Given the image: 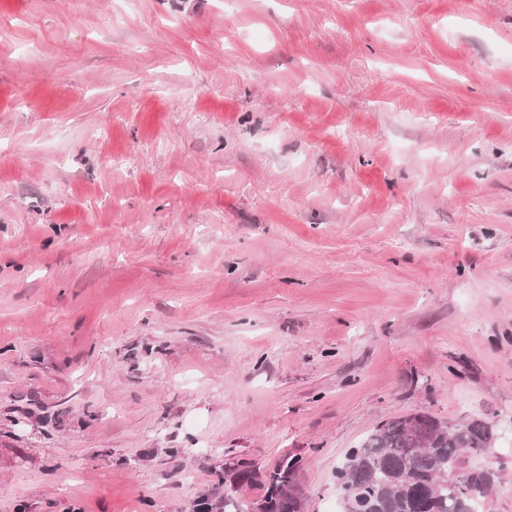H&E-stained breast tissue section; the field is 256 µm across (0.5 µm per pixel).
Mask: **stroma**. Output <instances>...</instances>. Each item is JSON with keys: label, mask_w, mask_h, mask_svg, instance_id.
<instances>
[{"label": "stroma", "mask_w": 512, "mask_h": 512, "mask_svg": "<svg viewBox=\"0 0 512 512\" xmlns=\"http://www.w3.org/2000/svg\"><path fill=\"white\" fill-rule=\"evenodd\" d=\"M421 411L512 512V0H0V512H341ZM301 469V459L296 456H286L270 475L267 481L266 493L263 497L253 502V509L241 510L236 499L224 494L219 504H215L218 512H299L305 511V498L300 489L291 488L298 485V476ZM291 488V494L288 490ZM296 499V500H295Z\"/></svg>", "instance_id": "stroma-1"}]
</instances>
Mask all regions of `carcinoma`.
<instances>
[{"label":"carcinoma","mask_w":512,"mask_h":512,"mask_svg":"<svg viewBox=\"0 0 512 512\" xmlns=\"http://www.w3.org/2000/svg\"><path fill=\"white\" fill-rule=\"evenodd\" d=\"M411 426L415 445L409 442ZM494 437V424L480 419L451 425L419 412L388 421L350 451L339 490L351 492L354 512H476L475 498L490 491L499 474L480 468L461 482L456 472L468 455L485 452ZM300 469V458L285 457L250 512H298L288 490L298 484Z\"/></svg>","instance_id":"obj_1"}]
</instances>
